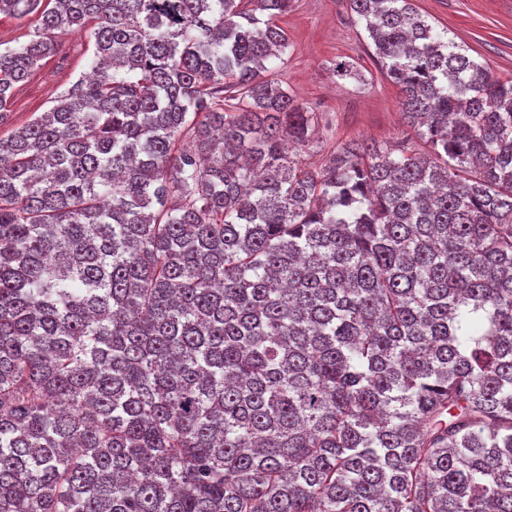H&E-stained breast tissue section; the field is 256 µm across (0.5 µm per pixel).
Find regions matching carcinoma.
<instances>
[{
  "label": "carcinoma",
  "instance_id": "carcinoma-1",
  "mask_svg": "<svg viewBox=\"0 0 512 512\" xmlns=\"http://www.w3.org/2000/svg\"><path fill=\"white\" fill-rule=\"evenodd\" d=\"M292 3L0 0V512H512V79L348 0L429 154L311 168ZM36 24V18L33 16H0V49L4 51L19 46L27 39L25 35L34 30ZM56 33L62 52L42 61L43 65L17 90L9 120L0 126V136L47 112L61 93L89 71L93 39L87 33Z\"/></svg>",
  "mask_w": 512,
  "mask_h": 512
}]
</instances>
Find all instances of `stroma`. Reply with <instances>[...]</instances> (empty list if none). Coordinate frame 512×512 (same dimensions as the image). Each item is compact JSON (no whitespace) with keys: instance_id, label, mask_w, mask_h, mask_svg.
Here are the masks:
<instances>
[{"instance_id":"35a3bbf8","label":"stroma","mask_w":512,"mask_h":512,"mask_svg":"<svg viewBox=\"0 0 512 512\" xmlns=\"http://www.w3.org/2000/svg\"><path fill=\"white\" fill-rule=\"evenodd\" d=\"M347 0H294L278 18L288 52L272 75L288 85L298 102L329 113L336 143L368 140L396 143L410 129L398 88L374 63L363 23L347 11ZM436 31L464 46L494 77L512 78V0H413ZM61 53L45 60L13 97L0 136L48 111L56 98L88 72L93 41L85 33H57ZM347 60L358 79L336 78L333 65Z\"/></svg>"}]
</instances>
